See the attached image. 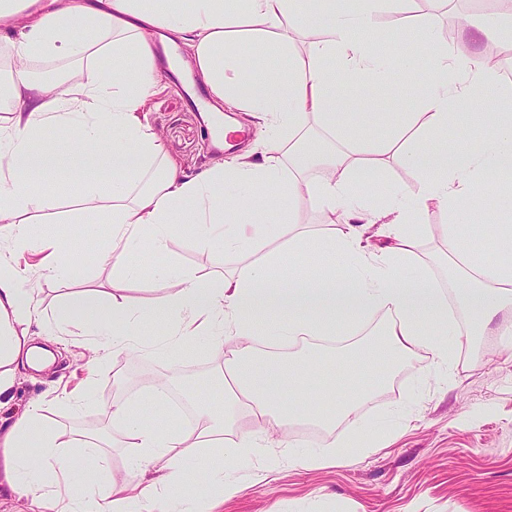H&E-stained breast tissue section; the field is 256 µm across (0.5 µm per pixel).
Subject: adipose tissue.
Masks as SVG:
<instances>
[{
	"instance_id": "1",
	"label": "adipose tissue",
	"mask_w": 512,
	"mask_h": 512,
	"mask_svg": "<svg viewBox=\"0 0 512 512\" xmlns=\"http://www.w3.org/2000/svg\"><path fill=\"white\" fill-rule=\"evenodd\" d=\"M416 8L417 0H45L30 10L22 0H0L9 66V80L0 84V497L24 512H218V498L185 497L184 451L223 446L240 413L270 433L298 419L330 426L349 420L369 387L386 382L416 349L451 366L453 352L470 341L451 322L446 291L420 270L431 210L448 215L445 248L433 262L451 271L471 326L512 307V109L505 105L512 90L500 86L496 65L421 38L403 59L409 78L427 75L413 111L394 121L370 97L349 122L336 119L337 72L364 89L390 81L373 50L378 21L410 20ZM158 37L187 47L183 65L207 87L213 121L226 108L251 112L265 138L193 176L171 164L160 136L140 117L161 76L152 48ZM40 60H69L77 68L47 82L29 72ZM372 119L388 128L386 138L370 137ZM312 120L340 149L311 160L302 155L296 139ZM460 121L482 136L481 149L435 147ZM53 131L63 141L50 139ZM392 152L411 184L367 192L366 182L380 177ZM311 165L318 177H306ZM64 179L81 186L70 223L96 225L99 248L78 258L63 240L48 237L20 261L30 224L52 206L50 183ZM258 193L267 196L261 210L251 204ZM301 200L340 212L337 232L316 236L295 223ZM463 220L490 248L466 242ZM274 224L286 230L289 253L312 256L319 273L295 264L287 276L275 274L279 253L264 248ZM374 224L386 245L370 244ZM185 228L196 249L219 243L241 264L210 278L139 260L143 246L162 251ZM79 262L111 267L118 281L150 278L158 290L151 308L89 290L75 300L79 320L68 305L44 308L33 278L58 276ZM409 267L419 275L406 277ZM171 278L179 281L172 293ZM377 315L385 318L381 341L358 352L367 382L334 393L328 414L315 410L311 392L323 365L317 353L256 373L258 337L285 346L301 336H344ZM44 322L91 337L89 371L113 352L142 351L149 329L165 323L171 346L202 337L224 352L227 390L178 428L161 427L133 414L127 398H113L109 419L140 472L134 484L117 479L100 445L77 443L43 403L10 412L20 370L34 360L32 328ZM84 471L94 480L83 481Z\"/></svg>"
}]
</instances>
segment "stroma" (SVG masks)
Wrapping results in <instances>:
<instances>
[{
  "instance_id": "35a3bbf8",
  "label": "stroma",
  "mask_w": 512,
  "mask_h": 512,
  "mask_svg": "<svg viewBox=\"0 0 512 512\" xmlns=\"http://www.w3.org/2000/svg\"><path fill=\"white\" fill-rule=\"evenodd\" d=\"M472 4L473 0H454L447 9L441 0H433L422 11L418 28L383 21L384 33L375 51L392 64L395 82L405 89L403 96L390 100V112L411 111L422 89L421 84L408 83L401 68L410 37L429 32L462 58L490 49V42L471 33ZM146 115L171 160L185 173L199 172L216 154L207 146L209 127L199 113L185 107L175 84L150 99ZM51 193L53 206L32 225L33 238L46 232L61 235L78 256L96 249L98 243L86 228L60 218L76 202V184H53ZM150 261L159 268L176 265L221 277L234 271L240 258L219 246L200 255L189 235L178 234ZM32 286L46 302L56 304L85 288L111 291L112 269L80 264L55 278L33 281ZM510 323L512 309L506 308L481 328L483 354L457 351L449 379L440 377L426 352L400 362L387 388L375 390L356 412L363 429L385 438V447L370 454L354 448L345 462L306 468V455L321 454L327 441L305 437L295 424L285 427L288 445L277 449L278 464L269 470L260 461L244 465L230 453L213 450V461L241 487L239 493L225 496L222 512H512V354L502 349L500 336L501 327ZM85 353L79 342L71 346L68 357L55 359L47 369L26 370L12 406L20 412L31 399L42 398L59 426L98 439L120 476L132 477L133 471L108 417L114 374L126 378L124 395L135 410L154 413L162 422L170 421L169 410L176 402L171 399L160 407L148 399L149 378L133 371L132 362L148 365L160 377L193 379L190 405L220 399L224 393L223 361L199 342L175 354L111 355L97 365L90 397L82 406L56 403V393L84 377Z\"/></svg>"
}]
</instances>
